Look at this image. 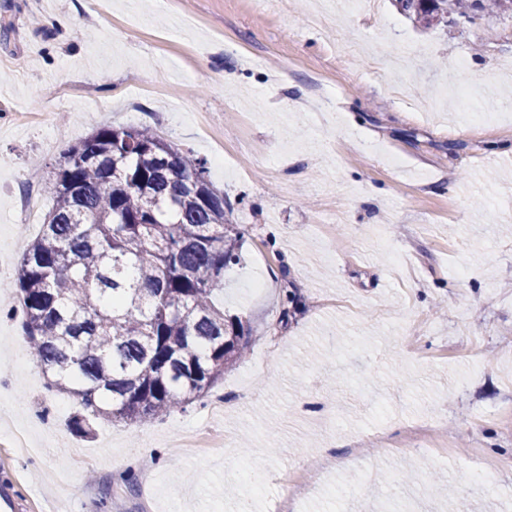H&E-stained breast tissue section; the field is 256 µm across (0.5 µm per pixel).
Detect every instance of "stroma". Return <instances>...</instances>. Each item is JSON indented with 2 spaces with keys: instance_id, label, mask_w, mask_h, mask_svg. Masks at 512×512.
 I'll return each mask as SVG.
<instances>
[{
  "instance_id": "stroma-1",
  "label": "stroma",
  "mask_w": 512,
  "mask_h": 512,
  "mask_svg": "<svg viewBox=\"0 0 512 512\" xmlns=\"http://www.w3.org/2000/svg\"><path fill=\"white\" fill-rule=\"evenodd\" d=\"M306 2L0 0V432L33 447L0 439V478L24 512H232L245 464L272 512L301 457L322 489L300 512L345 487L354 512H448L436 481L512 512V18L422 31L380 0L311 27ZM103 125L191 151L245 230L215 294L252 329L222 420L76 433L8 315L19 202ZM214 423L233 447H177ZM421 424L454 461L413 447Z\"/></svg>"
}]
</instances>
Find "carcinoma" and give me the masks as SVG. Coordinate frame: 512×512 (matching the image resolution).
<instances>
[{
    "instance_id": "cac0c4a2",
    "label": "carcinoma",
    "mask_w": 512,
    "mask_h": 512,
    "mask_svg": "<svg viewBox=\"0 0 512 512\" xmlns=\"http://www.w3.org/2000/svg\"><path fill=\"white\" fill-rule=\"evenodd\" d=\"M422 30L512 15V0H393ZM17 268L22 327L49 385L93 418L160 419L241 360L250 327L213 302L244 231L205 163L147 127L70 145Z\"/></svg>"
}]
</instances>
